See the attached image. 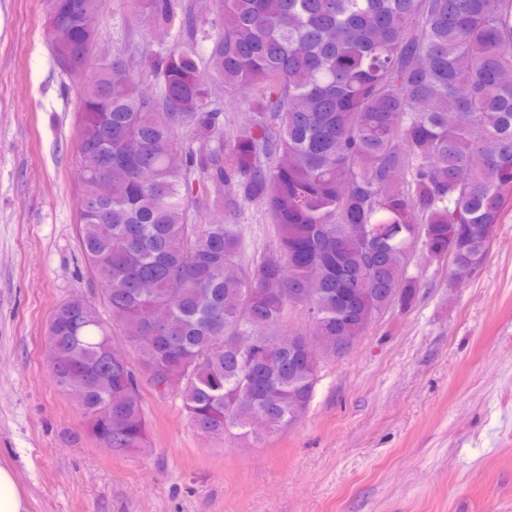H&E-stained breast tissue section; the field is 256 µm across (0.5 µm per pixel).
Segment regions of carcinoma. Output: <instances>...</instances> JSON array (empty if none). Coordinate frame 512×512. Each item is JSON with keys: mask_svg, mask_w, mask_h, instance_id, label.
<instances>
[{"mask_svg": "<svg viewBox=\"0 0 512 512\" xmlns=\"http://www.w3.org/2000/svg\"><path fill=\"white\" fill-rule=\"evenodd\" d=\"M47 0L58 65L89 60L99 0ZM222 32L199 67L197 19L182 0H144L155 34L174 45L150 57L157 90L114 54L83 83L77 143L90 168L77 209L80 244L109 318L75 296L45 336L50 376L96 442L149 447L147 374L175 393L203 435L257 437L308 409L325 356L294 359L285 329L297 301L316 336H362L384 310L411 307L413 244L451 258L465 283L487 233L512 203V0H215ZM262 84L252 116L224 148L226 113L212 85ZM199 141L178 145V132ZM224 209L260 200L275 244L242 263L234 224H193L194 189ZM136 361L107 359L112 325ZM242 329L257 346L226 343Z\"/></svg>", "mask_w": 512, "mask_h": 512, "instance_id": "cac0c4a2", "label": "carcinoma"}]
</instances>
